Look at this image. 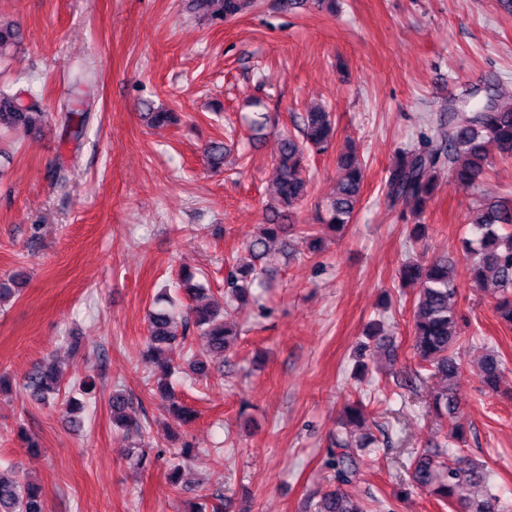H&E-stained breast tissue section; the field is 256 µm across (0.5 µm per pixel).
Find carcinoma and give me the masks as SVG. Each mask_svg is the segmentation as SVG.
I'll return each instance as SVG.
<instances>
[{"label": "carcinoma", "mask_w": 512, "mask_h": 512, "mask_svg": "<svg viewBox=\"0 0 512 512\" xmlns=\"http://www.w3.org/2000/svg\"><path fill=\"white\" fill-rule=\"evenodd\" d=\"M278 5L288 12L336 10V0H279ZM185 6L196 17L228 22L247 13L254 6V0H187ZM22 41V32L15 23L0 20V58L18 48ZM498 83V76L492 74L481 86L449 99L448 108L437 121L440 136L426 138L417 148L398 151L386 170L385 201L392 208L409 207L415 241L425 238L427 225L420 220L442 176L478 190L495 159H512V99L502 97ZM23 93L34 96L30 87L25 90L0 88V132L24 135L41 127L45 113L34 99L23 103ZM73 117L72 112L65 114L63 125L79 141L85 133L86 119L81 116L75 122ZM297 129L298 133L286 132L279 141L273 161L276 196L266 207L263 224L244 242L250 260H230L231 269L224 279V306L189 305L180 314L175 301L163 293L160 300L165 305L149 314L143 357L145 363L153 366L152 372L159 379H167L176 370L172 360L164 357L167 346L177 340L187 342L193 332L206 342V352L192 353L189 358V366L198 377L209 373L206 354L227 353L233 349L238 336L235 330L238 310L253 296L254 288L262 285L264 269L257 267L255 261L268 255L271 244L279 241L287 245L295 209L308 193L310 158L327 153L334 145V119L323 105L307 108L300 116ZM224 151L222 140H212L205 147L204 156L211 169L219 170L224 166ZM336 164L340 177L326 204L323 223L332 231L340 232L352 222L361 203L365 179V165L354 140H347L340 148ZM465 223L471 233L466 262L472 286L479 291L492 289L494 311L504 323L512 326V199L484 195L483 203L466 215ZM455 277L454 265L446 256L407 260L399 268L401 287L417 289L413 303V353L418 358V370L409 376L408 382L414 384L423 380L425 371L439 378L441 389L427 404L428 412L437 416L454 414L460 407L456 384L461 374L457 359L461 336ZM366 336L375 341L377 350L386 349L383 321H373ZM503 370L504 362L498 354L492 352L482 359L478 376L488 391L501 392ZM23 388L35 404L59 403L68 422L81 425L75 413L83 409V402L77 395H87L89 384L82 381L69 385L58 362L50 360L35 365L25 376ZM160 394L178 423L188 424L196 418V411L178 403L169 386H164ZM111 406L113 420L136 433L138 447H146L145 429L128 398L116 391L112 394ZM365 421L361 401L343 407L328 460L336 473V489L321 497L319 512H368L363 503L346 490L359 472L357 450L374 444L369 435L358 442L348 438V428ZM192 452L188 442L171 451L173 480H178L181 467ZM410 454L413 488L433 495L457 512H505L501 498L493 490L486 465L472 457L466 448L464 432L446 436L431 448H414ZM463 486L471 488L473 494L464 498L457 496ZM0 512H46L41 489L29 482L0 476Z\"/></svg>", "instance_id": "1"}]
</instances>
